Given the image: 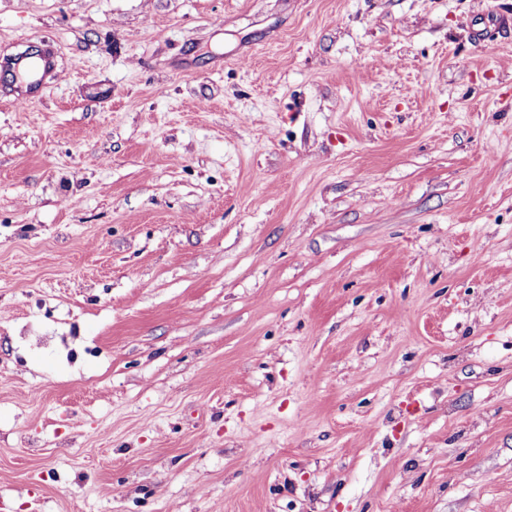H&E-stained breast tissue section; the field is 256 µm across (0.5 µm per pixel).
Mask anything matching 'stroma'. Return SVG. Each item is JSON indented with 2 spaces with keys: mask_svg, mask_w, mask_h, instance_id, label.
Returning <instances> with one entry per match:
<instances>
[{
  "mask_svg": "<svg viewBox=\"0 0 512 512\" xmlns=\"http://www.w3.org/2000/svg\"><path fill=\"white\" fill-rule=\"evenodd\" d=\"M507 12L0 0V512H512Z\"/></svg>",
  "mask_w": 512,
  "mask_h": 512,
  "instance_id": "1",
  "label": "stroma"
}]
</instances>
